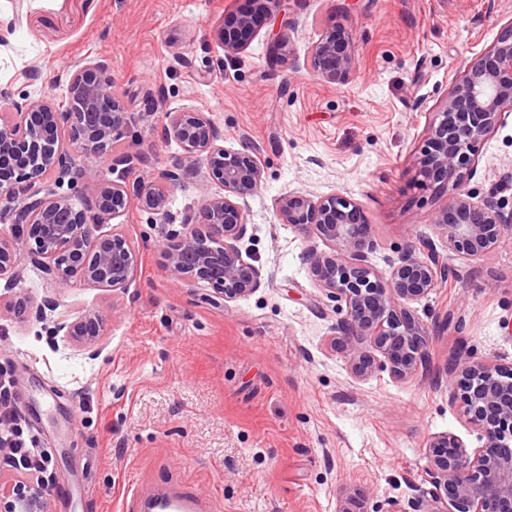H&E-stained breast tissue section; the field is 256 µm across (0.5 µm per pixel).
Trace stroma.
I'll use <instances>...</instances> for the list:
<instances>
[{"label": "stroma", "instance_id": "1", "mask_svg": "<svg viewBox=\"0 0 512 512\" xmlns=\"http://www.w3.org/2000/svg\"><path fill=\"white\" fill-rule=\"evenodd\" d=\"M248 0H0V89L66 107L65 74L103 60L135 116L113 154L136 145L128 182L181 153L161 137L172 108L209 115L225 146L264 160L247 200L241 247L273 276L224 304L212 288L168 275L149 213L112 220L139 252L125 292L70 288L73 310L110 314L96 357L48 343L46 322L0 312V363L24 447L43 449L79 495L52 491L54 512H143L129 485L163 487L191 512H337L355 490L388 512L423 484L431 436L477 434L448 402V357L512 364V236L475 262L442 253L445 286L411 303L433 324L430 368L395 380L384 359L354 378L331 351L344 302L314 282L310 242L280 223L275 201L295 191L358 201L377 247L370 264L437 239L448 193L420 183L415 158L453 80L512 20V0H286L235 61L214 30ZM295 22L290 57L269 53L282 18ZM352 31L354 78L324 83L303 61L329 24ZM475 199L512 208V116L478 146L467 182Z\"/></svg>", "mask_w": 512, "mask_h": 512}]
</instances>
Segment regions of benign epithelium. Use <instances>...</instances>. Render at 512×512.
I'll list each match as a JSON object with an SVG mask.
<instances>
[{"mask_svg": "<svg viewBox=\"0 0 512 512\" xmlns=\"http://www.w3.org/2000/svg\"><path fill=\"white\" fill-rule=\"evenodd\" d=\"M282 0H251L249 12L234 13L214 32L224 57H236ZM292 25L275 34L270 52L283 59ZM324 82L342 85L356 70L353 33L326 27L305 59ZM71 108L61 110L47 97L13 99L0 91V101L15 118L0 115V157L11 155L15 180L0 182L11 234L0 233V280L11 292L8 307L24 315L29 308L20 282V258L43 270L52 295L36 307L45 321L53 313L50 340L57 336L79 349L94 352L108 314L72 312L66 292L77 283L122 292L138 270V253L124 234L102 227L132 205L153 215L166 255L165 270L182 281L204 282L224 303H234L263 284L262 268L247 261L240 248L248 227V197L263 184L259 151L224 146V135L209 117L174 108L166 113L163 134L181 150L174 164L157 176L127 185L123 176L107 181L90 159L112 151V140L130 121L101 61H79L66 74ZM512 112V20L494 44L472 58L433 113L417 157L419 174L448 190V206L435 224L448 252L474 261L492 256L504 233H512V210L493 198L473 201L466 183L477 167V146ZM193 175L201 197V222L181 221L170 210L172 192ZM94 186L89 196L63 190L77 181ZM224 193H212L211 183ZM279 220L307 238L327 246H311L305 261L316 285L345 302L346 317L331 328L328 343L345 354L351 373L365 379L375 359L363 344L379 352L398 379L427 369V327L407 309L448 279L435 243L409 246L389 261L383 274L368 254L376 246L372 225L360 203L335 193L314 196L291 192L276 205ZM448 402L475 430L481 445L469 450L455 435H434L428 443V465L420 493L395 512H512V366H490L458 353L448 361ZM51 459L34 461L23 454L13 469L23 473L6 512H40L56 482ZM339 512H368L366 494L352 493Z\"/></svg>", "mask_w": 512, "mask_h": 512, "instance_id": "benign-epithelium-1", "label": "benign epithelium"}]
</instances>
